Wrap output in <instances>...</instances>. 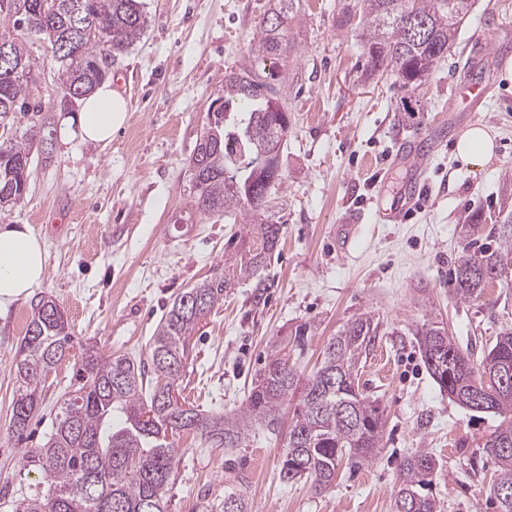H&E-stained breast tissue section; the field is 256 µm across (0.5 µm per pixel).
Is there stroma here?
Instances as JSON below:
<instances>
[{
    "instance_id": "obj_1",
    "label": "stroma",
    "mask_w": 512,
    "mask_h": 512,
    "mask_svg": "<svg viewBox=\"0 0 512 512\" xmlns=\"http://www.w3.org/2000/svg\"><path fill=\"white\" fill-rule=\"evenodd\" d=\"M141 35L119 55L108 81H122L128 119L101 147L56 138L51 162L33 154L23 198L0 214L25 224L47 254L42 284L0 309V512L46 490L29 453L39 447L68 390L71 363L59 365L43 402L17 440L10 428L15 360L41 298L63 308L72 336L102 357L147 361L149 339L174 298L214 274L229 282L190 340L177 397L207 413L230 414L277 343L308 328L291 349L310 375L330 336L368 313L381 328L359 369L360 383L385 417L380 453L343 460L325 492L285 483L281 460L298 397L285 403L278 433L249 428L239 447L186 434L174 448L169 512H222L243 496L250 512H395L399 463L419 448L439 467L430 491L443 512H497L489 499L496 464L485 442L499 417L462 408L429 374L415 330L440 322L460 349L481 360L512 326V284L490 283L474 301L455 297L451 271L464 254L461 227L500 223L512 212V0H474L452 58L416 90L414 115L395 76L370 74L353 15L355 0H297L285 25L288 51L262 61L252 39L272 0H144ZM497 44L495 65L480 51ZM278 71L290 128L280 152L282 183L267 215L280 225L276 251L240 276L239 251L258 242L243 222L191 207L189 158L208 127V108L227 75ZM479 84L474 111H454L456 88ZM490 128L496 153L479 169L455 156L460 133ZM421 196L401 220L381 223L411 180ZM263 294H256V283Z\"/></svg>"
}]
</instances>
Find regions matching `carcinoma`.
<instances>
[{"mask_svg": "<svg viewBox=\"0 0 512 512\" xmlns=\"http://www.w3.org/2000/svg\"><path fill=\"white\" fill-rule=\"evenodd\" d=\"M78 1L85 4L90 33L76 38L71 11ZM274 2L253 37L254 51L263 59L287 50L284 22L294 0ZM355 7L369 32L364 47L370 71L391 73L413 91L451 56L472 0H357ZM146 24L142 0H0V40L9 43L0 57V118L37 110V119L20 137L0 141V210L22 198L32 150L44 161L52 160L55 104L33 95L39 67L27 38L47 44L58 64L63 94L80 99L104 80L102 59L124 53ZM276 77L273 71L264 78L245 70L225 78L222 110L228 119L212 115L189 160L199 214H235L243 223L256 225L260 249L239 258V273L247 276L279 242L280 226L266 216L268 195L281 180L279 156L274 164L258 161L261 151H280L288 132V112L272 85ZM465 233L467 253L458 261L452 282L455 296L466 301L478 299L505 272L502 261L512 256V213L488 231L482 224H469ZM226 287L222 277L205 279L174 299L152 337L149 372L123 355L103 358L90 346L80 352L79 387L47 441L30 455L49 478L47 493L22 499L14 512H168L176 463L169 438L192 433L234 448L254 425L277 430L282 405L297 392L301 408L290 423L282 481L305 478L315 490L324 491L336 479L342 458L374 459L385 421L358 384L362 358L379 329L368 313L327 340L316 370L305 378L286 348L275 347L251 381L244 404L232 414L206 415L191 403L166 398L188 359L189 337L224 300ZM415 335L424 362L440 351L453 363L449 380H433L441 390L456 394L459 405L469 409L478 390H491L486 409L502 421L485 443L497 463L489 492L499 512H512V328L500 331L476 364L437 322L422 324ZM72 348L61 307L51 298L40 299L16 361L12 433L23 434L39 405L41 383L72 356ZM438 465L434 454L421 449L401 460L396 502L408 504L406 512H442L440 502L425 493Z\"/></svg>", "mask_w": 512, "mask_h": 512, "instance_id": "cac0c4a2", "label": "carcinoma"}]
</instances>
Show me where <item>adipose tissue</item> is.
I'll use <instances>...</instances> for the list:
<instances>
[{"mask_svg":"<svg viewBox=\"0 0 512 512\" xmlns=\"http://www.w3.org/2000/svg\"><path fill=\"white\" fill-rule=\"evenodd\" d=\"M125 98L110 83L92 89L77 117L79 136L95 144H109L127 119ZM45 275V249L28 226L0 225V307L27 297Z\"/></svg>","mask_w":512,"mask_h":512,"instance_id":"1","label":"adipose tissue"}]
</instances>
